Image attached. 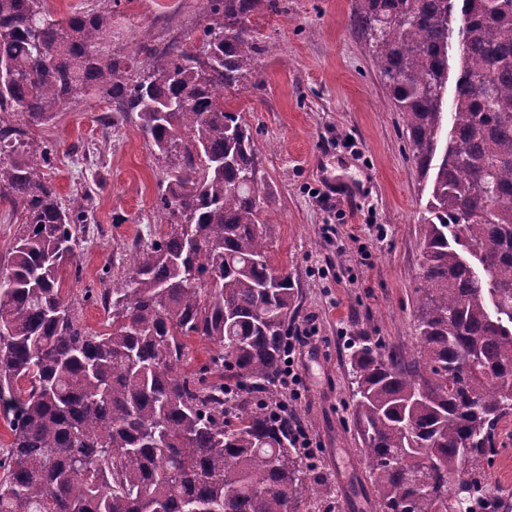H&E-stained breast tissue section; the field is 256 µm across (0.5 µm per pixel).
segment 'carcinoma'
<instances>
[{
    "label": "carcinoma",
    "mask_w": 512,
    "mask_h": 512,
    "mask_svg": "<svg viewBox=\"0 0 512 512\" xmlns=\"http://www.w3.org/2000/svg\"><path fill=\"white\" fill-rule=\"evenodd\" d=\"M43 2L0 0V200L24 218L0 276V408L13 435L0 512H297L313 466L293 440L296 413L270 406L298 292L247 183L252 132L224 107L261 53L251 18L277 0H205L200 44L150 49L143 67L98 49L107 12L52 19ZM457 5L466 22L442 145ZM355 14L415 163L436 172L417 357L352 350L354 423L380 512H467L481 480L466 462L512 416V0H356ZM92 91L112 99L107 123L135 120L171 159L160 207L183 218L120 283L86 291L108 314L102 331L60 288L89 213L62 207L40 177L50 148L29 137ZM190 336L218 351L188 373Z\"/></svg>",
    "instance_id": "1"
}]
</instances>
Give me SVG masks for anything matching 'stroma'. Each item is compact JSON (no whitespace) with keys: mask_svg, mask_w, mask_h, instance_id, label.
Wrapping results in <instances>:
<instances>
[{"mask_svg":"<svg viewBox=\"0 0 512 512\" xmlns=\"http://www.w3.org/2000/svg\"><path fill=\"white\" fill-rule=\"evenodd\" d=\"M53 18L108 10L107 48L130 55L199 38L204 0H45ZM355 0H278L252 19L262 48L255 73L224 94L249 125L260 160L275 264L299 291L294 330L311 337L295 368L290 406L313 441L315 494L298 512H378L368 460L354 427L347 355L355 345L417 353L420 226L432 178L417 168L401 113L392 108L369 45L355 24ZM102 94L79 96L53 122L30 127L52 149L45 179L63 207L85 203L91 220L61 287L88 329L107 315L86 300L126 275L136 253L167 232L158 223L166 159L131 122L102 123ZM345 250H338V241ZM504 443L483 461L487 493L512 495V418Z\"/></svg>","mask_w":512,"mask_h":512,"instance_id":"35a3bbf8","label":"stroma"}]
</instances>
